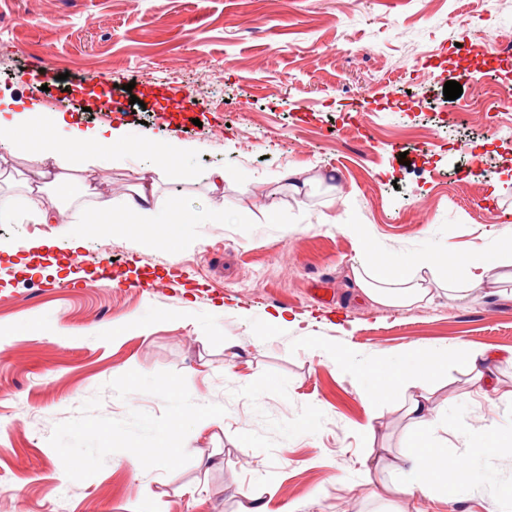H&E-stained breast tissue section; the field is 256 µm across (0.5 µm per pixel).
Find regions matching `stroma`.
Returning <instances> with one entry per match:
<instances>
[{"label":"stroma","instance_id":"stroma-1","mask_svg":"<svg viewBox=\"0 0 512 512\" xmlns=\"http://www.w3.org/2000/svg\"><path fill=\"white\" fill-rule=\"evenodd\" d=\"M464 33L482 52L460 50ZM504 35L512 0H0V100L39 118L20 130L21 151L0 147V199L24 208L23 152L46 140L54 113L137 145L119 167L70 163L68 179L97 193H43L59 223H0V512H139L147 486L154 512H243L255 497L267 512H337L347 497L355 512L512 507V446L471 457L470 485L451 503L394 491L384 473L365 478V457L405 449L403 404L416 389L372 410L359 375L411 345L512 351V280L381 306L353 284L348 230L363 225L401 262L512 241V172L501 166L512 137L460 118L512 85V60L491 50ZM449 80L457 99L444 97ZM146 166L161 206H220L228 222L171 237L103 218L98 199L123 201ZM218 167L220 197L206 179ZM291 169L309 180L305 194L281 181ZM23 240L52 247L9 253ZM279 314L289 326L272 325ZM128 319L138 331L111 335ZM129 369L181 373L195 403L226 407L223 426L191 430L190 460L173 472L135 473L121 451L70 481L48 439L85 400L101 396L100 415L114 419L162 414L157 396L109 389ZM255 373L262 386L243 388ZM427 395L448 421L435 440L449 454H465L469 434L512 430V365L480 390L449 361Z\"/></svg>","mask_w":512,"mask_h":512}]
</instances>
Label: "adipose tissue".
<instances>
[{"mask_svg":"<svg viewBox=\"0 0 512 512\" xmlns=\"http://www.w3.org/2000/svg\"><path fill=\"white\" fill-rule=\"evenodd\" d=\"M55 120L68 128L62 144L27 152L31 168L43 180L42 186L30 190L29 219L36 224L56 221L55 214L41 204L43 186H50L63 199L76 194L90 196L95 192L94 187L74 185L59 174V167L67 165L69 156H77L79 163L84 166L113 165L122 160L120 154L109 150L112 143L122 141L121 132L109 127L94 130L71 127L62 114L56 115ZM156 190L153 178L141 177L124 203V214L133 216L140 224L170 223V214L156 202ZM349 230L360 245L359 261L352 268L354 283L368 300L385 306L406 308L421 303L429 292L427 279L431 276L436 277L440 288L452 290L461 286L470 290L480 287L500 269L512 266V244H507L485 247L478 257L463 263L457 275L439 272V265L447 261L443 255L421 256L398 268L389 258L372 255V242L361 225H350ZM451 358L463 363L468 373L477 379L484 378L496 364H512V354L504 357L463 343L445 349L409 347L394 368L379 355L367 371L371 380L366 393L369 405L374 408L380 406L399 385L429 383L446 369L447 361ZM405 414L408 418V446L399 466L404 487L419 489L430 498L453 501L466 489L469 476L463 472L449 476L445 449L433 446L430 441L431 435L443 423L441 414L431 409L427 399L422 396L407 404Z\"/></svg>","mask_w":512,"mask_h":512,"instance_id":"obj_1","label":"adipose tissue"}]
</instances>
